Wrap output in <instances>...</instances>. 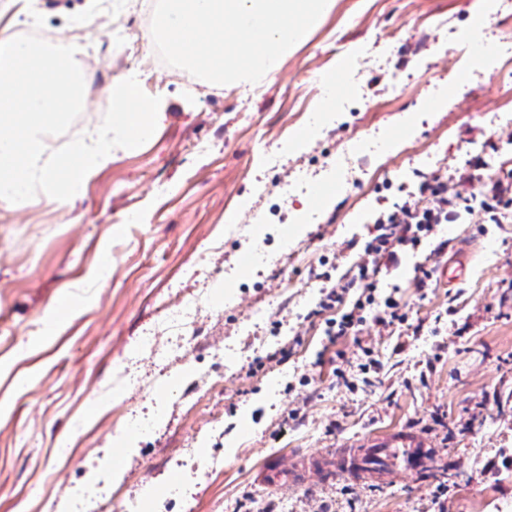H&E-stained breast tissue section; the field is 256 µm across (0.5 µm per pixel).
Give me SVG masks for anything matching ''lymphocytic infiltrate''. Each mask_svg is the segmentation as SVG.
<instances>
[{"instance_id":"f902f5d3","label":"lymphocytic infiltrate","mask_w":512,"mask_h":512,"mask_svg":"<svg viewBox=\"0 0 512 512\" xmlns=\"http://www.w3.org/2000/svg\"><path fill=\"white\" fill-rule=\"evenodd\" d=\"M472 180V173L464 170L459 172L451 187L436 180L424 183L421 190L427 195L426 204L407 203L398 211L379 218V234L364 246L365 255L373 259L372 264H360L356 277L341 286L330 287L319 303L320 312L330 315L328 334L331 340L359 335L365 321L363 312L373 302L371 291L381 264L396 263L399 251L417 246L435 226L451 222L458 208L466 205L465 188ZM354 288L364 289L366 296L352 306H345V298Z\"/></svg>"}]
</instances>
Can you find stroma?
Masks as SVG:
<instances>
[{
  "label": "stroma",
  "mask_w": 512,
  "mask_h": 512,
  "mask_svg": "<svg viewBox=\"0 0 512 512\" xmlns=\"http://www.w3.org/2000/svg\"><path fill=\"white\" fill-rule=\"evenodd\" d=\"M152 3L29 0L11 28L98 32L80 122L131 69L168 110L72 209L0 204V512H512V220L479 202L489 177L512 178V0L481 28L471 0H330L264 83L221 90L142 41ZM467 168L469 207L375 279L405 323L328 345L314 311L376 217ZM397 433L433 441L429 467L261 477L273 457Z\"/></svg>",
  "instance_id": "obj_1"
}]
</instances>
